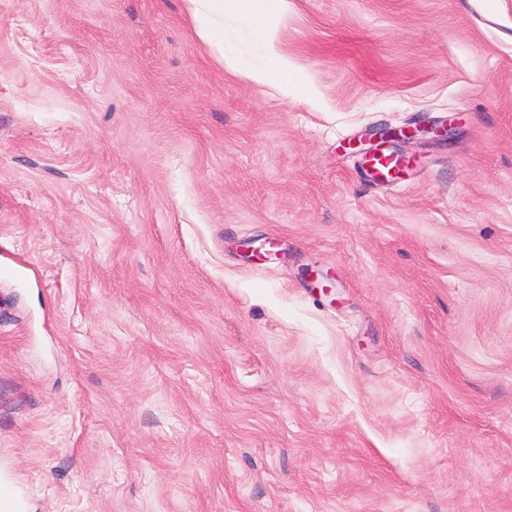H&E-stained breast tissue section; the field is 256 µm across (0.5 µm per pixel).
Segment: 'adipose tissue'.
Wrapping results in <instances>:
<instances>
[{
	"label": "adipose tissue",
	"mask_w": 512,
	"mask_h": 512,
	"mask_svg": "<svg viewBox=\"0 0 512 512\" xmlns=\"http://www.w3.org/2000/svg\"><path fill=\"white\" fill-rule=\"evenodd\" d=\"M195 36L234 74L284 95L298 87V70L283 44L281 19L290 0H183ZM249 40L250 57L230 46L229 33Z\"/></svg>",
	"instance_id": "1"
}]
</instances>
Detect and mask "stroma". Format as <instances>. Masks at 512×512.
<instances>
[{
  "label": "stroma",
  "mask_w": 512,
  "mask_h": 512,
  "mask_svg": "<svg viewBox=\"0 0 512 512\" xmlns=\"http://www.w3.org/2000/svg\"><path fill=\"white\" fill-rule=\"evenodd\" d=\"M506 7L292 0L316 108L223 68L183 0H0L29 512H512Z\"/></svg>",
  "instance_id": "1"
}]
</instances>
